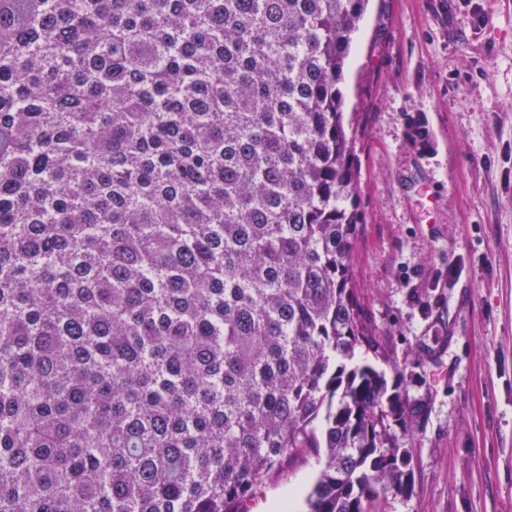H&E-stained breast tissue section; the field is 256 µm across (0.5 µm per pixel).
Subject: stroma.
<instances>
[{
	"label": "stroma",
	"instance_id": "35a3bbf8",
	"mask_svg": "<svg viewBox=\"0 0 512 512\" xmlns=\"http://www.w3.org/2000/svg\"><path fill=\"white\" fill-rule=\"evenodd\" d=\"M357 115L352 276L371 347L413 413L414 491L386 512H512V0H370L345 72ZM429 131L411 136V120ZM311 459L247 512L296 492Z\"/></svg>",
	"mask_w": 512,
	"mask_h": 512
}]
</instances>
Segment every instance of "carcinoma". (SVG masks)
<instances>
[{
    "instance_id": "cac0c4a2",
    "label": "carcinoma",
    "mask_w": 512,
    "mask_h": 512,
    "mask_svg": "<svg viewBox=\"0 0 512 512\" xmlns=\"http://www.w3.org/2000/svg\"><path fill=\"white\" fill-rule=\"evenodd\" d=\"M368 0H0V512H385L351 272ZM321 467L322 462L311 458L308 462L289 470L276 482L258 490L252 499L247 502L246 510L248 512H272V504L292 491L298 494V500L295 511L288 510L287 512H302L306 510L307 506L304 502L306 494Z\"/></svg>"
}]
</instances>
